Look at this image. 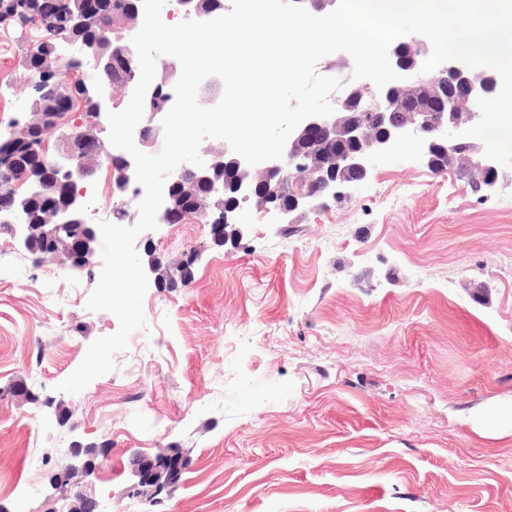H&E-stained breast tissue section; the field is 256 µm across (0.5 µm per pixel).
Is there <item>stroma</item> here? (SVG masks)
I'll list each match as a JSON object with an SVG mask.
<instances>
[{
  "label": "stroma",
  "instance_id": "obj_1",
  "mask_svg": "<svg viewBox=\"0 0 512 512\" xmlns=\"http://www.w3.org/2000/svg\"><path fill=\"white\" fill-rule=\"evenodd\" d=\"M47 37L0 27L1 122L30 112L18 61ZM153 238L168 262L198 250L191 281L149 286L146 328L69 394L57 384L119 327L86 307L102 266L36 263L0 232L6 512H65L51 477L76 443L108 453L83 486L102 512H136L130 461L167 450L184 470L150 512H512V441L468 421L512 402V167L484 196L407 147L295 223L254 209L236 242L196 220Z\"/></svg>",
  "mask_w": 512,
  "mask_h": 512
}]
</instances>
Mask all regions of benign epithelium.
I'll list each match as a JSON object with an SVG mask.
<instances>
[{
  "label": "benign epithelium",
  "mask_w": 512,
  "mask_h": 512,
  "mask_svg": "<svg viewBox=\"0 0 512 512\" xmlns=\"http://www.w3.org/2000/svg\"><path fill=\"white\" fill-rule=\"evenodd\" d=\"M314 15L333 10L337 0H295ZM93 64L112 70L114 61L103 58L96 45L79 49ZM430 52V41L416 34L389 48L393 69L402 79L377 89L372 83L356 84L333 100L334 113L327 117L305 119L289 137L281 160L248 164L229 145L220 150L204 147L200 154L204 166L180 165L166 180L164 202L157 213L161 224H183L196 217L201 199L209 198L219 213L210 225L212 241L222 246L229 237H243L247 211L255 208L274 215L285 223L296 212L324 208L338 202L364 184L378 157L393 154L404 145L417 150L428 167L455 170L476 191L493 192L500 179V164L488 159L485 151L468 137L446 138L447 132L459 133L480 119L477 99L499 93L501 78L493 69L470 68L458 60L444 62L429 72L422 67ZM27 87L34 91L29 119L13 130L8 140H18L27 128L41 130L39 148L57 135V154L51 165L63 171L69 192L66 203L38 179L26 183V190L0 196V228L20 236L25 248L37 242L41 246L38 261H52L79 270L90 263L98 242L97 226L87 220L88 204L78 189L92 175L82 153L87 140H98L101 116L109 107H117L112 93L94 89L86 93L92 121L88 128L72 134L62 130L64 113L75 101L66 96L58 105L59 113L48 118L38 111L41 91L38 83ZM112 196L122 218L132 223L137 215L131 201L140 196L135 186V163L131 155L119 157ZM224 168L236 177V205L224 209V180L215 176ZM41 199L49 219L33 224L28 217V201ZM144 252L149 255V270L157 286L177 280L181 263L164 264L152 254L153 232L142 233ZM105 451L75 445L69 449L65 464V482L75 490L69 512H101L98 502L77 492L84 479L99 467L93 459ZM132 465L138 476L134 491L152 504L165 489L174 485L183 469V458L176 452L153 459L136 456Z\"/></svg>",
  "instance_id": "benign-epithelium-1"
}]
</instances>
